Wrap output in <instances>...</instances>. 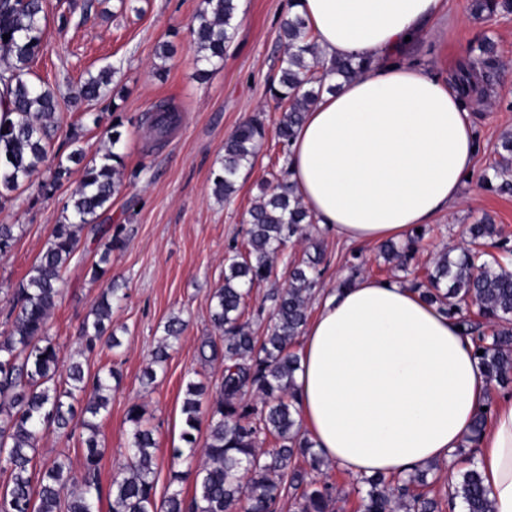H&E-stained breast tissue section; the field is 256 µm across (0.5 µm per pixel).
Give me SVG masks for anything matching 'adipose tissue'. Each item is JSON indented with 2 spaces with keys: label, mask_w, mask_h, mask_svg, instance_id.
<instances>
[{
  "label": "adipose tissue",
  "mask_w": 512,
  "mask_h": 512,
  "mask_svg": "<svg viewBox=\"0 0 512 512\" xmlns=\"http://www.w3.org/2000/svg\"><path fill=\"white\" fill-rule=\"evenodd\" d=\"M446 0H295L323 60L363 71L306 112L287 154L288 181L316 224L349 244L408 241L460 203L480 143L473 99L451 70L408 58ZM293 376L314 450L351 477L453 463L490 407L478 464L494 512H512V397L492 388L469 337L418 290L359 276L325 291L303 330Z\"/></svg>",
  "instance_id": "obj_1"
}]
</instances>
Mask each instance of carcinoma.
Instances as JSON below:
<instances>
[{
  "label": "carcinoma",
  "instance_id": "carcinoma-1",
  "mask_svg": "<svg viewBox=\"0 0 512 512\" xmlns=\"http://www.w3.org/2000/svg\"><path fill=\"white\" fill-rule=\"evenodd\" d=\"M239 0H202L191 31L199 53L198 61L212 65L224 60V52L236 34L235 18ZM473 11L512 12V0H473ZM46 0H0V57L13 59L9 75L0 82L10 88L13 111L0 115V202L21 183L39 173L48 159V147L58 127L59 100L55 92L28 79L30 63L43 48L42 14ZM286 50L280 77L271 87L276 107L281 109L277 125L279 143L290 146L304 112L325 91H332L331 79L355 78L363 63L336 59L321 61L315 36L297 14H288L280 25ZM10 38L5 40L3 35ZM112 68L86 79L71 104L76 106L103 96L112 83ZM477 71L463 68L457 80L463 94L474 90ZM180 121L179 108L170 100L155 104L144 117L149 138L166 140ZM122 133L112 125L110 146L99 159H86L81 149L58 159L50 170V184L58 183L80 166L83 177L70 198L69 213L55 225L39 260L26 279L12 289L9 299L10 329L0 334V470L10 480L0 491V512H95L100 497L99 425L97 417L108 409L112 381L118 372L110 369L94 377L85 374L79 362L61 369L58 349L49 331L51 311L62 293L64 273L75 257L84 232L101 241L98 261L90 268L94 281L108 272L112 251L124 245L120 233L94 223L112 206L122 186L124 168L114 151ZM266 138L262 119L251 118L237 127L224 142L220 168L212 179L213 195L227 200L237 191L243 168L253 165ZM500 160L494 178L498 190L512 191V132L501 135ZM248 228L241 244L229 245L224 258V284L210 296L211 321L219 332L209 339L201 355L222 356L224 373L218 398L208 408L202 400L208 386L200 380L186 383L182 404L184 429L182 448L172 449V458L186 463L187 471L174 473L173 480L193 476L191 499L175 489L162 506L155 501L154 454L156 443L146 426L140 405H130L125 422L129 425L126 460L112 476V512H279L286 497L296 512H333L334 487L323 474L327 463L313 450L301 431L298 411L290 392L298 356L291 352L303 333L315 294L325 253L319 244L313 252L292 263L288 285L268 294L271 310L259 306L252 316L268 314L264 334L256 336L245 318L251 289L267 282L274 273V261L288 241L312 223V217L287 180V171L260 185V194L245 218ZM426 230L414 233L408 243H386L380 252L384 260L406 269L412 253L424 240ZM470 244L452 257L444 252L427 272L426 281L413 279L408 286L454 318L475 350L491 383L504 385L512 379V255L508 241L488 216L469 225ZM121 299L118 289L109 287L93 302L92 320L83 324L80 339L90 353L121 346L107 331L112 307ZM476 305L484 319L494 325L492 335L480 322L464 315V308ZM186 323L178 316L165 325V336L152 350V364L163 366L172 342L179 340ZM84 403L81 411L75 404ZM80 418L86 432L83 439L82 480L73 474L68 456L60 454L45 464L38 480L32 468L38 443L48 427L69 434ZM206 435H201V428ZM275 447L262 449L267 437ZM417 469L404 477L368 476L359 482L368 486L362 512H443L442 503L429 496L427 472ZM458 501L464 512H494L474 458L448 494L446 503Z\"/></svg>",
  "mask_w": 512,
  "mask_h": 512
}]
</instances>
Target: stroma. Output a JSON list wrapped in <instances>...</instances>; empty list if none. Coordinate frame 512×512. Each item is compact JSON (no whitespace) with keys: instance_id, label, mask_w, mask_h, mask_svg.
<instances>
[{"instance_id":"35a3bbf8","label":"stroma","mask_w":512,"mask_h":512,"mask_svg":"<svg viewBox=\"0 0 512 512\" xmlns=\"http://www.w3.org/2000/svg\"><path fill=\"white\" fill-rule=\"evenodd\" d=\"M446 2L445 19L422 37L414 57L435 66L437 49L447 41L463 58L474 59L487 38L496 43L497 56L487 70V105L473 111L480 151L463 190L468 203L428 225L407 269H389V277L398 281L424 276L439 254L461 250L465 230L484 214H491L502 237L512 242V194L498 192L488 181L498 159L500 137L512 131V13L478 16L472 0ZM200 6L201 0H48L42 22L44 46L30 65L31 79L54 89L61 101L51 155L64 156L79 147L87 157L100 156L117 121L122 138L116 150L130 174L110 209L98 218L100 224L121 230L124 238L123 248L112 253L108 272L114 287L125 294L112 308V328L121 347L110 353H88L78 339L102 289L90 278L97 252L91 236H83L65 275L64 299L51 315L50 335L62 364L80 361L89 375L111 367L120 373L109 409L98 419L103 457L96 512H112L111 476L126 455L125 415L134 403L142 406L156 440V501H163L170 492L177 469L172 451L182 444L185 385L194 379L214 389L224 373L221 360L204 362L199 357L202 341L216 334L209 295L224 282L228 245L245 236L244 219L259 195V183L285 165L276 136L281 112L269 86L278 78L285 51L279 31L290 0H239L235 38L223 61L204 77L198 73L200 64L188 27ZM63 15L68 18L64 25L59 22ZM166 42L173 45L174 53L161 71L158 55ZM106 67L115 71L106 95L76 108L68 106L72 90ZM164 98L180 105L181 121L167 143L154 149L140 119ZM256 115L262 116L266 126L257 159L241 171L236 194L219 201L212 194L211 174L220 165L224 142L239 124ZM46 179V174L34 175L0 203V224L17 227L10 252L0 256V332L9 328L5 300L10 289L25 278L40 255L81 173L72 170L53 186ZM316 242L325 250L321 287L355 279L354 264L359 259L364 271L378 275L379 245L348 244L320 225L309 224L279 254L269 282L253 288L251 306H258L270 289L284 287L292 262ZM173 315L186 320V330L155 382L144 385L151 352ZM83 448L81 432L60 436L49 429L38 445L35 464L43 466L64 454L78 473Z\"/></svg>"}]
</instances>
